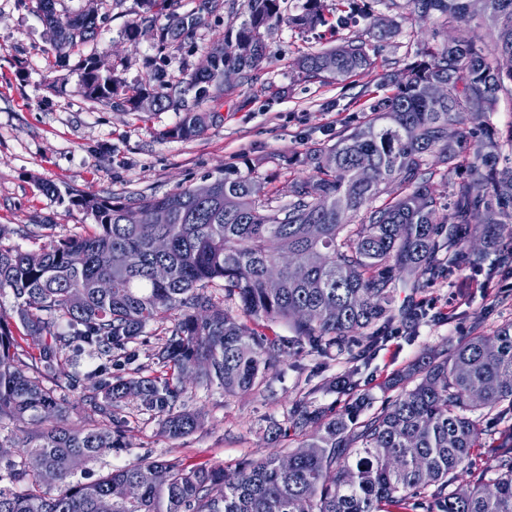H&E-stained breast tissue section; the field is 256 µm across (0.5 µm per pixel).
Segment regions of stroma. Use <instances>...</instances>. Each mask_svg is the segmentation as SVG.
I'll use <instances>...</instances> for the list:
<instances>
[{
	"label": "stroma",
	"mask_w": 512,
	"mask_h": 512,
	"mask_svg": "<svg viewBox=\"0 0 512 512\" xmlns=\"http://www.w3.org/2000/svg\"><path fill=\"white\" fill-rule=\"evenodd\" d=\"M245 2L236 0L233 11L206 18L194 46L161 51L149 39L133 44L125 38L127 26L139 17L137 0H97L98 36L61 67L36 0H0V227L6 230L0 245L39 249L43 238L26 235L37 224L50 225L58 238L91 231V218L74 204L89 193L132 201L237 171L251 173L267 195L287 202L293 179L309 173L302 164L307 151L333 146L339 132L361 121L363 108L393 93V86L381 85L382 74L402 71L421 45L435 48L448 36L447 27L420 18L407 0H369V18L349 17L336 0H326V25L311 31L280 25L265 40L263 60L231 94L199 102V109L216 119L191 140L166 137L178 120L175 112L122 110L77 93L79 66L91 55L115 68L129 86L144 78L150 64L174 76L193 71L206 47L240 23ZM386 19L395 20L399 32L381 39L373 23ZM349 39L367 43L371 69L339 83L298 76L295 61L302 53ZM46 183L55 186V194L43 191ZM416 300L423 320L412 328L394 321L364 359L354 362L346 352L325 356L306 347L291 350L251 391L187 384L178 406L199 413L203 426L182 439L164 437L158 419L128 400L120 413L125 448L89 463L77 481L144 457L221 465L231 473L246 460L291 454L301 437L276 434L271 425L285 423L295 400L344 412L347 396L326 385L353 369L359 391L371 396L369 412H376L401 391L394 375L418 358L511 323L512 271L497 268L492 257L479 268L451 261Z\"/></svg>",
	"instance_id": "stroma-1"
}]
</instances>
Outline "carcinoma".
<instances>
[{"label":"carcinoma","mask_w":512,"mask_h":512,"mask_svg":"<svg viewBox=\"0 0 512 512\" xmlns=\"http://www.w3.org/2000/svg\"><path fill=\"white\" fill-rule=\"evenodd\" d=\"M222 2L196 0L179 13V0H139V20L126 38L136 44L148 34L160 49L191 44ZM466 2L408 0L420 15H437L453 36L424 49L392 80L396 91L364 108L371 116L333 148L306 154L313 175L292 183L290 201L262 194L248 173L209 182L204 197L191 187L132 203L86 194L75 204L92 218V231L37 251L0 247V297L13 299L10 310L0 308V431L48 423L22 440L17 458L0 471V482L12 485L0 488V512H103L107 499L109 512H299L300 503L305 512H512L509 439L496 446V477L486 478L473 460L488 435L473 414L512 401V323L422 358L404 375L413 386L363 420L361 400L344 414L294 401L287 422L304 435V450L289 455L286 468L273 454L240 467L229 481L222 466L143 458L90 482L72 481L78 468L122 447L118 414L128 394L159 418L166 437L178 439L200 427L197 415L177 410L186 375L206 387L247 392L292 347L341 351L357 336L366 351L395 319L398 288L416 294L429 287L442 272V252L467 266L484 264L512 223V166L486 152L499 149L493 132L464 156L460 133L450 138L448 128L465 124L473 110L492 111L501 95L512 97V71L500 69V59L512 56V0H486L481 15ZM55 4L37 0V9L59 31L55 49L64 66L96 37L99 13L62 16ZM325 10V0H304L285 19L280 0H246V17L207 47L210 72L174 80L156 67L130 87L88 57L77 92L107 104L120 96L136 112L150 96L154 111L179 114L168 136L193 139L212 115L190 105L186 92L204 100L225 91L258 66L265 35L282 21L314 29L325 24ZM481 25L496 32L490 46L477 43L474 27ZM371 65L367 44L355 40L296 60L304 77L336 82ZM434 82L445 85L440 97L430 93ZM358 164L366 167L362 181ZM448 164L470 172L450 207L431 189L437 167ZM394 187L389 203L373 205ZM447 207L451 212L440 216ZM133 208L143 223H126ZM158 210L169 213V223H152ZM160 266L175 277L155 279ZM103 282L111 283L106 293ZM217 286L222 302L209 292ZM227 300L256 322L288 325L292 339L237 322L224 311ZM151 324L165 326L167 335L161 376L143 375L130 349ZM15 327L37 353L22 347ZM76 349L102 359L91 423L79 428L70 422L72 405L56 392L64 356ZM117 365L130 369L127 376L112 377Z\"/></svg>","instance_id":"obj_1"}]
</instances>
